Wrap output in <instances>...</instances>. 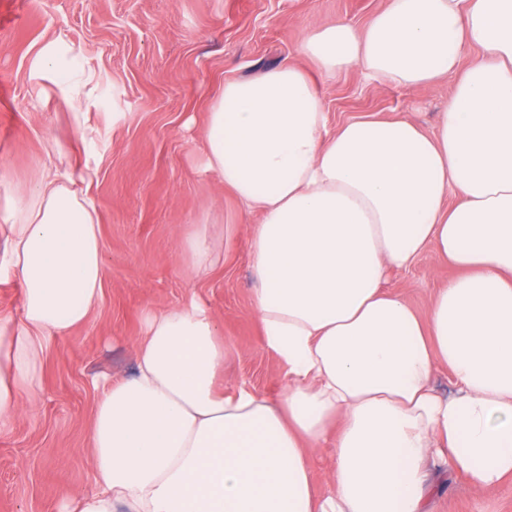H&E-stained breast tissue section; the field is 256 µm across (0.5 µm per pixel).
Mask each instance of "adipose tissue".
<instances>
[{
  "instance_id": "adipose-tissue-1",
  "label": "adipose tissue",
  "mask_w": 512,
  "mask_h": 512,
  "mask_svg": "<svg viewBox=\"0 0 512 512\" xmlns=\"http://www.w3.org/2000/svg\"><path fill=\"white\" fill-rule=\"evenodd\" d=\"M61 42L31 76L71 92ZM324 79L356 66L414 89L453 82L434 132L407 118L330 127L320 87L294 63L228 82L206 119L204 164L245 212L253 309L284 384L219 386L222 326L196 296L147 311L136 371L97 383L95 486L60 512H427L429 465L483 494L512 479V0H387L365 27L303 37ZM43 172L0 202V431L35 412L47 349L103 292L95 208ZM220 224L184 238L210 272ZM456 268L420 318L390 270L426 251ZM447 370L454 392L432 379ZM317 448L333 449L315 490ZM20 310V288L18 284L0 285V315L18 317Z\"/></svg>"
}]
</instances>
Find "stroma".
<instances>
[{
    "mask_svg": "<svg viewBox=\"0 0 512 512\" xmlns=\"http://www.w3.org/2000/svg\"><path fill=\"white\" fill-rule=\"evenodd\" d=\"M384 0H0V197L41 170L96 169L78 184L96 209L105 251L99 307L54 341L47 355L40 408L0 434V512H58L65 489L89 490V431L94 383L135 369L132 342L145 309L180 304L188 291L224 326V379L275 393L278 360L261 345L254 316L249 241L237 233L219 247L215 270L196 275L179 239L201 224H254L234 195L202 166L207 112L230 81L286 62L305 70L302 36L343 19L363 26ZM75 47L94 80L80 106L58 89H34L30 61L43 42ZM450 80L404 90L368 80L355 67L323 85L328 122L366 115L407 117L434 131ZM102 136L87 147L75 109ZM123 113L113 123V113ZM453 271L433 251L387 286L419 316ZM428 512H512V481L474 494L448 468L432 471Z\"/></svg>",
    "mask_w": 512,
    "mask_h": 512,
    "instance_id": "35a3bbf8",
    "label": "stroma"
}]
</instances>
